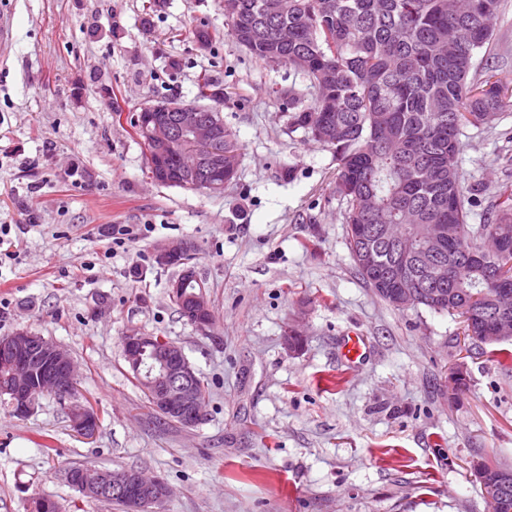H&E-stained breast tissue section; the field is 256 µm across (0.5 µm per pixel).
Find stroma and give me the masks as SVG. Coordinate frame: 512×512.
Returning a JSON list of instances; mask_svg holds the SVG:
<instances>
[{
	"label": "stroma",
	"mask_w": 512,
	"mask_h": 512,
	"mask_svg": "<svg viewBox=\"0 0 512 512\" xmlns=\"http://www.w3.org/2000/svg\"><path fill=\"white\" fill-rule=\"evenodd\" d=\"M149 2L0 0V336L27 330L65 347L101 422L87 439L54 396L22 417L0 401V512H26L35 495L63 512H121L70 487L71 464L164 479V512H490L470 462L512 463V373L498 345L472 351L468 388L450 399L460 320L395 309L358 275L336 154L290 127L274 95L312 102L309 81L251 58L224 0H165L152 14ZM201 22L220 34L204 51ZM479 68L512 87V0ZM204 73L240 145L220 195L152 182L131 126L160 98L198 104ZM461 141L464 182L484 188L468 217L479 224L512 184V109ZM120 224L143 231L119 246ZM177 238L197 245L207 335L169 299L176 269L154 263ZM132 327L183 348L208 387L203 423L157 419L123 355ZM293 329L304 344L291 354ZM352 334L365 348L350 364Z\"/></svg>",
	"instance_id": "obj_1"
}]
</instances>
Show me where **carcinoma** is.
I'll list each match as a JSON object with an SVG mask.
<instances>
[{
    "mask_svg": "<svg viewBox=\"0 0 512 512\" xmlns=\"http://www.w3.org/2000/svg\"><path fill=\"white\" fill-rule=\"evenodd\" d=\"M236 41L254 59L286 64L315 90L302 104L292 92L274 90L288 101L291 125L311 134L334 130L339 161L336 193L350 254L375 249L381 270L401 260V238L418 248L407 260L408 286L435 313L464 315L472 296L484 293L472 325L474 342L492 330L498 300L490 284L499 280L498 258L473 263L471 251L494 236L512 253V187L499 189L493 211L469 224V207L479 188L463 185L458 168L460 136L468 126L494 124L512 100L488 73L475 78L482 50L489 48L501 0L488 12L460 17L448 0H225ZM235 132L224 128V160L240 156ZM431 224H456L462 235L445 242L439 257L420 251ZM361 226L373 234L359 239ZM448 267V280L434 275ZM376 296L395 306L394 289L380 276L359 271ZM498 486L491 512H512V466L492 465Z\"/></svg>",
    "mask_w": 512,
    "mask_h": 512,
    "instance_id": "cac0c4a2",
    "label": "carcinoma"
}]
</instances>
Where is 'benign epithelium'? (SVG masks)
Masks as SVG:
<instances>
[{
  "mask_svg": "<svg viewBox=\"0 0 512 512\" xmlns=\"http://www.w3.org/2000/svg\"><path fill=\"white\" fill-rule=\"evenodd\" d=\"M138 125L153 143L155 156L186 146L194 149L190 172L199 173L201 177L188 187L207 193L224 189V121L218 108H211L209 116L205 117L195 105L175 99L158 100L141 107ZM452 233L453 228L449 226H432L428 256H434L437 243ZM196 249V244L189 239L171 240L156 248L154 262L157 267L168 269L186 263V258L193 256ZM195 279L193 269H183L169 281L170 296L184 302L189 298L185 288ZM208 308L203 297L194 298L183 308L185 319L204 335L209 334L211 328V321L205 316ZM510 337L512 318L505 314L483 341L494 344ZM121 345L137 384L152 398L158 415L184 427H194L204 421L206 414L197 385V369L181 346L139 329L126 331L121 336ZM0 359L12 370L9 393L19 415L29 414L39 397L53 395L60 403L69 404L76 431L86 438L95 435V414L73 403L77 374L62 347L41 335L22 330L0 337ZM489 468L486 462H474L471 466L491 498L495 488L487 478ZM66 481L92 499L120 502L123 512H162L170 497L167 482L136 469L73 468L66 473Z\"/></svg>",
  "mask_w": 512,
  "mask_h": 512,
  "instance_id": "1",
  "label": "benign epithelium"
}]
</instances>
